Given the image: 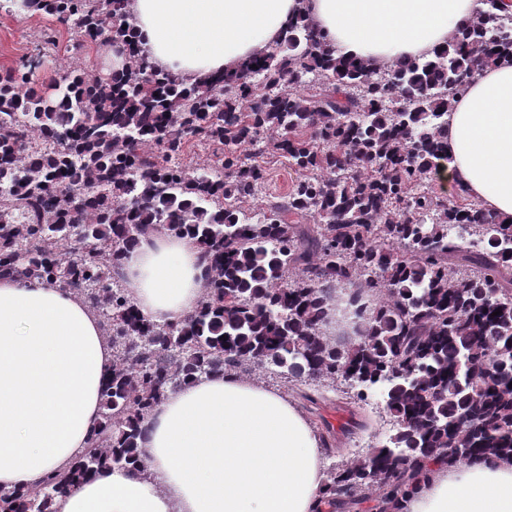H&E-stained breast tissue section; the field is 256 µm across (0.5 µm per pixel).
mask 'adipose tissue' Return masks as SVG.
<instances>
[{
	"instance_id": "ef3b65f1",
	"label": "adipose tissue",
	"mask_w": 512,
	"mask_h": 512,
	"mask_svg": "<svg viewBox=\"0 0 512 512\" xmlns=\"http://www.w3.org/2000/svg\"><path fill=\"white\" fill-rule=\"evenodd\" d=\"M479 0H130L153 64L195 85L275 45L298 11L337 55L379 71L431 55ZM448 157L433 175L512 222V65L483 71L446 116ZM206 260L189 239L151 234L122 263L139 312L164 325L193 312ZM112 348L97 314L45 282L0 277V490L25 493L69 469L101 421ZM145 464L105 468L54 501L55 512H317L321 440L278 390L208 375L148 417ZM402 512H512V459L435 463Z\"/></svg>"
}]
</instances>
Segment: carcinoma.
<instances>
[{
	"label": "carcinoma",
	"mask_w": 512,
	"mask_h": 512,
	"mask_svg": "<svg viewBox=\"0 0 512 512\" xmlns=\"http://www.w3.org/2000/svg\"><path fill=\"white\" fill-rule=\"evenodd\" d=\"M127 2L24 0L80 35L123 41L121 75L70 69L46 95L39 54L0 75V276L73 290L113 349L89 448L26 493H1L0 512H53L99 470L144 464L141 426L172 392L252 365L310 386L314 405L328 378L359 401L383 386L397 432L328 472L326 512H350L374 487V509L394 512L434 460L511 457L512 288L501 278L512 223L427 184L445 158L448 109L477 72L512 61V16L480 0L446 47L380 74L337 55L301 12L241 71L188 86L155 68ZM190 139L213 163L188 171ZM265 154L297 178L252 207ZM159 231L208 259L200 306L168 325L120 285L122 257ZM347 284L357 332L340 345L323 325Z\"/></svg>",
	"instance_id": "obj_1"
}]
</instances>
